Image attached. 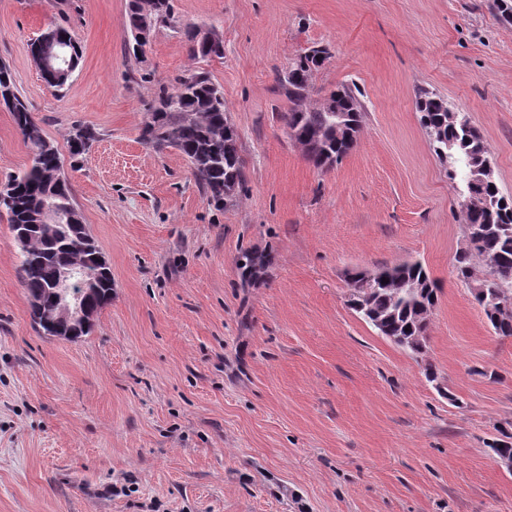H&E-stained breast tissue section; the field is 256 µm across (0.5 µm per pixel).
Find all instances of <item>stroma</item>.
Returning a JSON list of instances; mask_svg holds the SVG:
<instances>
[{"label":"stroma","mask_w":512,"mask_h":512,"mask_svg":"<svg viewBox=\"0 0 512 512\" xmlns=\"http://www.w3.org/2000/svg\"><path fill=\"white\" fill-rule=\"evenodd\" d=\"M127 3L0 0V63L46 136L64 152L74 126L98 133L64 171L113 281L89 335H39L0 216V512H512L489 448L512 433V338L453 271L459 193L415 107L426 89L466 112L512 196V25L486 0H174L224 40L205 67L245 187L217 208L141 141L155 83L190 59L168 28L129 56ZM51 24L83 50L60 90L29 50ZM314 45L332 52L314 98L353 84L366 107L326 172L277 118L276 73ZM28 163L0 107V180ZM250 253L267 262L246 281ZM407 260L439 287L421 357L347 303L348 272Z\"/></svg>","instance_id":"35a3bbf8"}]
</instances>
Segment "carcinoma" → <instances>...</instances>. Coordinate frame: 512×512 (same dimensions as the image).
I'll return each mask as SVG.
<instances>
[{
    "mask_svg": "<svg viewBox=\"0 0 512 512\" xmlns=\"http://www.w3.org/2000/svg\"><path fill=\"white\" fill-rule=\"evenodd\" d=\"M489 9L505 24H512V0H490ZM141 24L152 28L169 27L182 32L188 55L196 66L161 85L154 104L148 109L141 139L153 148L173 147L189 161L193 175L208 201L225 207L239 199L245 181L240 137L231 122L224 93L208 72L198 66L214 58H224V47L205 46L194 27L178 26L172 0H136L128 3L127 28ZM45 33L60 41H71L75 61L80 46L66 28L55 26ZM328 47L317 45L297 54L288 69L276 76L278 90L288 100V110L279 114L289 139L315 168L328 170L340 163L357 145L363 126L365 106L355 87L341 86L330 93L337 111L325 107L324 100L312 98L314 75L331 59ZM8 92L5 108L23 137L31 155L29 168L10 175L3 183L6 198L0 200V213L8 216L13 237L19 245V277L38 333L44 336L75 338L90 333L92 324H56L51 315L55 305L52 289L59 268L83 271L88 294L87 306L99 311L112 301V271L100 262L102 252L86 224L42 223L45 209L73 213L78 210L72 189L62 173L58 147L46 138L31 112L18 95L12 73L0 66V93ZM416 111L433 151L446 165L448 180L459 190V206L464 227L478 226L482 234L468 241L455 255L456 276L479 284L474 299L482 307L487 323L497 336L512 337V198L497 187L496 178H474V168L492 167L490 147L469 119L454 112L437 94L420 89ZM97 140L88 126L72 128L68 138L71 157L85 154ZM507 205H501V202ZM262 255L249 254L240 265L241 277L251 280L265 265ZM380 271L387 283L370 299L372 313L386 318V329L379 333L396 346L425 353L429 315L437 303V288L418 261L384 266ZM349 304L369 324L372 313L365 312L355 299Z\"/></svg>",
    "mask_w": 512,
    "mask_h": 512,
    "instance_id": "cac0c4a2",
    "label": "carcinoma"
}]
</instances>
